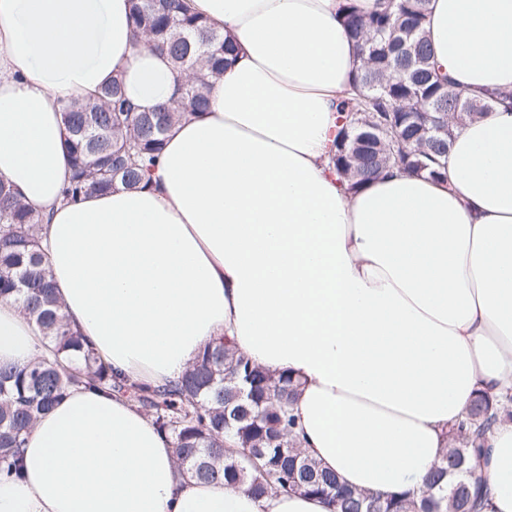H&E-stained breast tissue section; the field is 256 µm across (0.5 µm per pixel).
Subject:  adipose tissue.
I'll return each mask as SVG.
<instances>
[{"mask_svg": "<svg viewBox=\"0 0 512 512\" xmlns=\"http://www.w3.org/2000/svg\"><path fill=\"white\" fill-rule=\"evenodd\" d=\"M345 0H193L237 46L209 112L169 132L148 186L78 202L62 107L113 76L141 109L186 71L135 45L129 0H0V179L39 231L67 319L131 383L177 382L209 342L299 381L309 456L350 488L421 491L482 390L512 388V108L455 132L447 182L390 171L348 190L336 102L361 64ZM464 89L512 93V0H429ZM45 353L0 300V365ZM482 512H512V422L487 435ZM0 474V512H334L201 484L127 398L79 386Z\"/></svg>", "mask_w": 512, "mask_h": 512, "instance_id": "obj_1", "label": "adipose tissue"}]
</instances>
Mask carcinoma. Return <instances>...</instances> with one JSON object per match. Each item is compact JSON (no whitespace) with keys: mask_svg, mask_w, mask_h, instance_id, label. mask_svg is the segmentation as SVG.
Segmentation results:
<instances>
[{"mask_svg":"<svg viewBox=\"0 0 512 512\" xmlns=\"http://www.w3.org/2000/svg\"><path fill=\"white\" fill-rule=\"evenodd\" d=\"M135 44L145 40L177 67H193L190 82L167 104L141 111L118 79L90 102L62 112L72 174L64 189L71 202L119 186L136 189L185 113L205 112L211 83L224 73L235 46L224 33L191 12L185 0H129ZM428 0H383L365 15L346 7L344 22L357 39L362 67L336 105L342 137L336 169L351 187L385 170L436 178L445 173L459 120L505 108L512 97L457 89L435 69L424 23ZM448 119L450 135L428 140L430 118ZM43 218L0 180V298H11L33 318L52 345L54 360L0 366V468L22 472L21 448L34 423L73 386L85 385L129 397L172 441L179 469L203 483L237 480L254 496L271 490L320 495L336 512H478L482 443L498 423L512 421L500 400L480 392L467 415L450 429L458 443L434 467L419 496L373 497L340 486L290 438L286 407L297 394L289 377H275L226 341L209 345L177 383L132 388L113 374L66 320L52 272L39 248ZM258 381L251 400L235 399L248 378ZM229 424H224V418Z\"/></svg>","mask_w":512,"mask_h":512,"instance_id":"obj_1","label":"carcinoma"}]
</instances>
